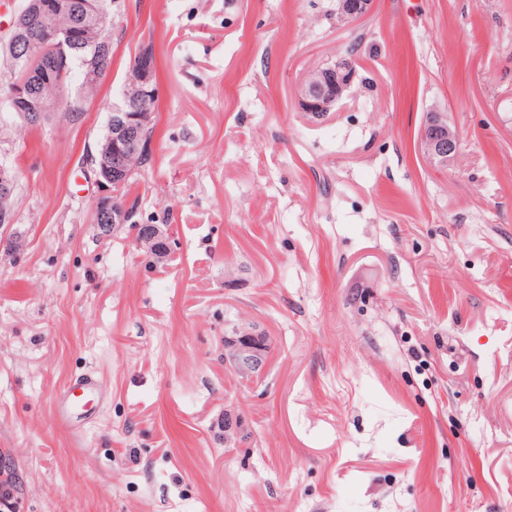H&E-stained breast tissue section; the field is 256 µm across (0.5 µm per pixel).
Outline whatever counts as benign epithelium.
Here are the masks:
<instances>
[{"mask_svg":"<svg viewBox=\"0 0 512 512\" xmlns=\"http://www.w3.org/2000/svg\"><path fill=\"white\" fill-rule=\"evenodd\" d=\"M375 0H336V19L340 23L355 22L367 16ZM59 48L75 41L94 43V33L80 21L71 29L58 34ZM353 60L340 57L330 65L310 71L300 86L298 107L301 111L320 118L335 111L355 77ZM7 97L20 118L40 122L47 116L49 105L30 93L25 85L11 88ZM159 97L158 84L154 82L150 55L141 56L139 64L125 80L123 103L112 106V134L99 141L96 166L93 174L102 194L95 204L96 228L107 235L131 221V212L112 198L111 188L136 172L134 161L146 156L150 149L146 131L154 122V112L149 102ZM422 152L430 160L446 164L459 152V135L456 128L438 109L428 111L420 135ZM17 175L12 168L0 166V194L14 192ZM135 239L155 259H163L171 252L170 237L157 224H139ZM267 337L251 327L233 336L224 337V359L246 378H253L267 362ZM243 436L240 420L224 414V442Z\"/></svg>","mask_w":512,"mask_h":512,"instance_id":"1","label":"benign epithelium"}]
</instances>
